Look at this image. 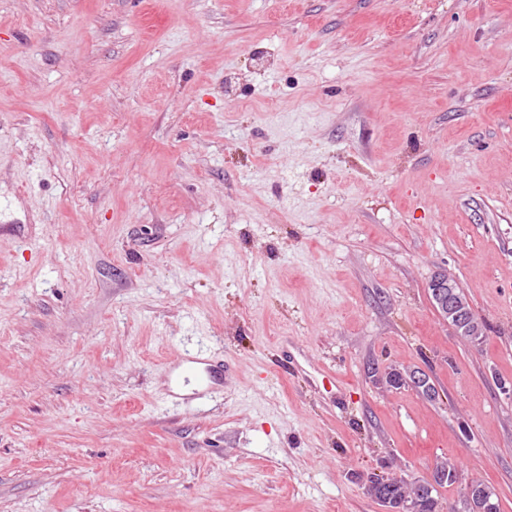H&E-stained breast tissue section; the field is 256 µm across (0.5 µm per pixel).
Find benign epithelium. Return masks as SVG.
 <instances>
[{
    "instance_id": "obj_1",
    "label": "benign epithelium",
    "mask_w": 512,
    "mask_h": 512,
    "mask_svg": "<svg viewBox=\"0 0 512 512\" xmlns=\"http://www.w3.org/2000/svg\"><path fill=\"white\" fill-rule=\"evenodd\" d=\"M429 297L440 319L453 328L455 333L469 340L476 347L482 345L483 323L475 315L467 297L457 290L456 282L448 276L438 273L428 285ZM398 384L427 389L432 386L430 376L421 369H414L408 375L400 376ZM448 477L460 490L464 512H488L492 507L491 499L496 494L492 487H478L474 480L464 478L461 471L448 469L444 462L435 463L429 471L427 481L417 486L429 490L437 476Z\"/></svg>"
}]
</instances>
